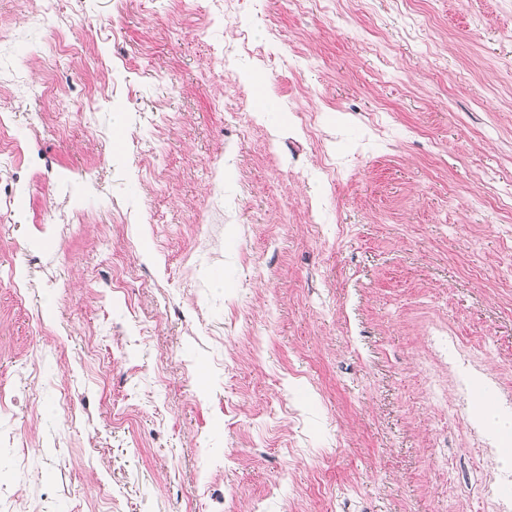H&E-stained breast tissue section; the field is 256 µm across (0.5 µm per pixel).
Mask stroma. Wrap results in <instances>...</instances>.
<instances>
[{
  "label": "stroma",
  "instance_id": "obj_1",
  "mask_svg": "<svg viewBox=\"0 0 512 512\" xmlns=\"http://www.w3.org/2000/svg\"><path fill=\"white\" fill-rule=\"evenodd\" d=\"M54 8L58 49L0 0V484L44 512H492L433 339L512 393V209L482 203L512 190V0H262L267 66L232 74L195 0ZM324 163L320 168V173L326 176V182L332 183L344 174L349 168L350 155L345 152H336L332 150L329 154H324Z\"/></svg>",
  "mask_w": 512,
  "mask_h": 512
}]
</instances>
